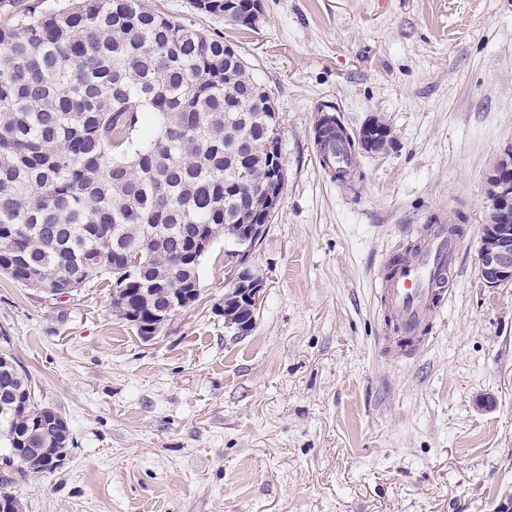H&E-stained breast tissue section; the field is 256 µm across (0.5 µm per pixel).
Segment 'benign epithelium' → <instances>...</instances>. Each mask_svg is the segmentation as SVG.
Here are the masks:
<instances>
[{
  "mask_svg": "<svg viewBox=\"0 0 512 512\" xmlns=\"http://www.w3.org/2000/svg\"><path fill=\"white\" fill-rule=\"evenodd\" d=\"M333 125V115L320 113L314 126V141L319 143L327 138L328 129ZM350 139L354 140L359 153L378 152L388 141V129L372 121L351 135ZM487 185L491 213L497 215L501 223L483 227L479 271L486 286L496 288L512 281V228L507 225L509 211L512 210V150L504 155L488 176ZM266 229L265 224H250L238 234L233 250L236 262L225 270V281L230 284V290L224 293V324L239 336L251 330L253 319L240 321L237 309L246 302L256 305L260 299L263 283L251 272L247 259Z\"/></svg>",
  "mask_w": 512,
  "mask_h": 512,
  "instance_id": "benign-epithelium-1",
  "label": "benign epithelium"
}]
</instances>
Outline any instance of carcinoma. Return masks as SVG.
<instances>
[{"label":"carcinoma","instance_id":"1","mask_svg":"<svg viewBox=\"0 0 512 512\" xmlns=\"http://www.w3.org/2000/svg\"><path fill=\"white\" fill-rule=\"evenodd\" d=\"M250 0H195L249 27ZM143 0L32 3L0 24V264L27 288L64 290L109 276L117 317L139 337L152 313L200 296L195 230L229 237L262 209L258 181L283 177L267 128L279 121L244 58ZM332 177L361 178L349 138ZM139 265L126 267L131 257ZM27 376L0 367V447L22 477L43 447L46 405Z\"/></svg>","mask_w":512,"mask_h":512}]
</instances>
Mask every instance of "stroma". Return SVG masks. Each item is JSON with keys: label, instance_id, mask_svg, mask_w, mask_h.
I'll return each mask as SVG.
<instances>
[{"label": "stroma", "instance_id": "obj_1", "mask_svg": "<svg viewBox=\"0 0 512 512\" xmlns=\"http://www.w3.org/2000/svg\"><path fill=\"white\" fill-rule=\"evenodd\" d=\"M155 12L224 36L279 114L285 179L248 265L250 332L225 327L228 247L152 341L103 280L58 297L0 274V337L74 445L16 478L23 512H497L512 495V283L486 287L487 178L512 148V0H263L231 26L194 0ZM391 129L348 187L312 129ZM429 224L458 225L429 344L396 357L377 288Z\"/></svg>", "mask_w": 512, "mask_h": 512}]
</instances>
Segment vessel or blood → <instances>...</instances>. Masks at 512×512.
Returning a JSON list of instances; mask_svg holds the SVG:
<instances>
[{
    "label": "vessel or blood",
    "instance_id": "b4317fda",
    "mask_svg": "<svg viewBox=\"0 0 512 512\" xmlns=\"http://www.w3.org/2000/svg\"><path fill=\"white\" fill-rule=\"evenodd\" d=\"M459 247L457 234L447 225L435 224L414 252L387 264L379 286L400 338L416 341L423 334L444 299Z\"/></svg>",
    "mask_w": 512,
    "mask_h": 512
}]
</instances>
